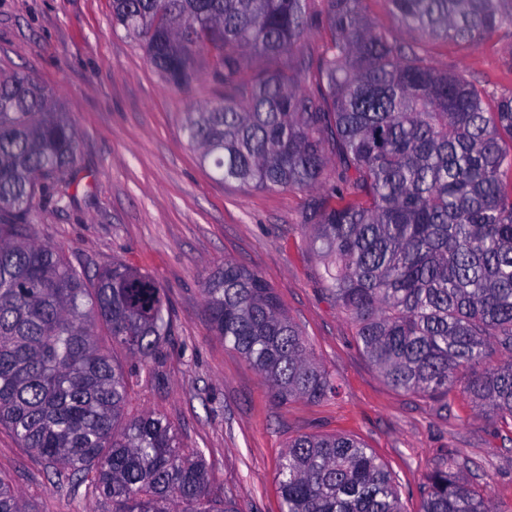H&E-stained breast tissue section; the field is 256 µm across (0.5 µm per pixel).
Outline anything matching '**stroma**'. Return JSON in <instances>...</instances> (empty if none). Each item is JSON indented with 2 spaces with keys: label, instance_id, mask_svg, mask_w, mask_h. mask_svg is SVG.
I'll return each instance as SVG.
<instances>
[{
  "label": "stroma",
  "instance_id": "obj_1",
  "mask_svg": "<svg viewBox=\"0 0 512 512\" xmlns=\"http://www.w3.org/2000/svg\"><path fill=\"white\" fill-rule=\"evenodd\" d=\"M435 63L512 92V29L474 44L432 46ZM165 82L139 39L112 22L110 0H0V73L21 71L50 90L78 133L80 184L60 211L40 203V239L94 268L120 260L164 288L174 332L134 372L130 414L155 411L185 447L201 450L209 500L239 512H280L278 465L289 441L342 434L387 466L406 512H420L430 470L457 454L465 477L489 484L495 512H512V434L497 430L462 389L446 400L391 387L362 350L351 320L322 283L323 262L303 225L314 193L266 190L213 178L188 145L183 115L218 100L205 76ZM257 272L300 328L338 396L281 401L222 339L205 311L203 283L225 260ZM0 474L33 512H98L83 490L47 477L36 455L0 427Z\"/></svg>",
  "mask_w": 512,
  "mask_h": 512
}]
</instances>
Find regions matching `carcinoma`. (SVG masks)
<instances>
[{
  "instance_id": "cac0c4a2",
  "label": "carcinoma",
  "mask_w": 512,
  "mask_h": 512,
  "mask_svg": "<svg viewBox=\"0 0 512 512\" xmlns=\"http://www.w3.org/2000/svg\"><path fill=\"white\" fill-rule=\"evenodd\" d=\"M112 0L155 71L187 88L207 62L221 100L184 113L188 145L220 180L312 189L305 226L324 285L396 389L463 386L512 431V95L434 65L428 45L512 27V0ZM326 27L316 55L304 40ZM78 140L52 93L0 75V425L106 512H213L201 452L159 414L125 416L129 377L98 331L158 356L173 330L164 290L123 262L95 269L42 243L37 194L67 209ZM214 331L283 401L334 397L274 289L227 260L204 282ZM498 363L487 366L492 355ZM435 465L421 512H492L486 490ZM281 512H404L385 464L340 435L288 442ZM0 512H26L0 476Z\"/></svg>"
}]
</instances>
